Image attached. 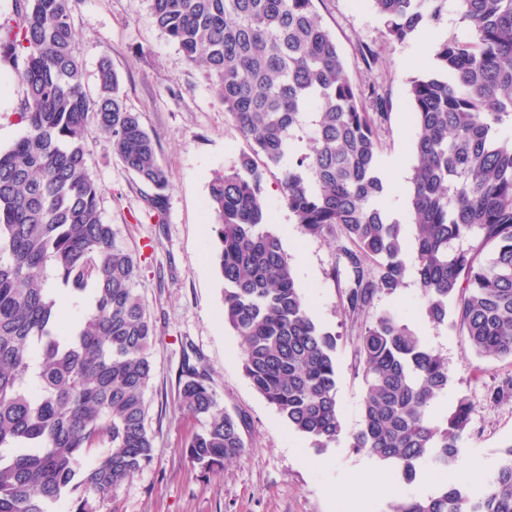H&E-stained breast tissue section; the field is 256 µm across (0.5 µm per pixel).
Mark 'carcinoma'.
<instances>
[{
	"label": "carcinoma",
	"mask_w": 512,
	"mask_h": 512,
	"mask_svg": "<svg viewBox=\"0 0 512 512\" xmlns=\"http://www.w3.org/2000/svg\"><path fill=\"white\" fill-rule=\"evenodd\" d=\"M160 31L215 78L233 125L250 143L214 175V261L224 323L241 340L253 388L289 427L325 449L343 435L336 335L310 315L264 198L265 172L301 231L336 243L343 308L370 317L361 335L366 383L351 447L413 481L431 464L453 472L472 405L441 420L433 404L448 366L400 316L371 311L402 288L405 237L382 205L376 126L385 101L348 78L314 0H150ZM384 34L403 42L437 27L448 0H372ZM469 35L430 46L432 73L411 80L417 127L408 197L415 276L425 316L452 323L480 356L512 359V0H456ZM78 0H12L0 55L24 87V134L0 149V512H72L103 498L151 461L145 393L156 328L136 291L138 263L99 209L86 167L88 125L143 186L148 211L168 206L170 175L131 111L108 59L88 93L73 55ZM377 266L372 271L369 263ZM83 309L69 327L62 305ZM178 407L205 420L192 462L224 467L245 448L201 357L184 354ZM390 512H512V443L481 485L448 478L438 494Z\"/></svg>",
	"instance_id": "1"
}]
</instances>
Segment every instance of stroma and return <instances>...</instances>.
I'll list each match as a JSON object with an SVG mask.
<instances>
[{
    "mask_svg": "<svg viewBox=\"0 0 512 512\" xmlns=\"http://www.w3.org/2000/svg\"><path fill=\"white\" fill-rule=\"evenodd\" d=\"M314 5L349 79L364 89L376 87L387 101V113L377 123L380 168L391 187L386 207L403 232H410L406 187L417 128L408 89L426 72L424 39L463 38L467 30L449 21L398 43L384 37L371 0H314ZM72 24L87 90L95 91L99 62L109 58L126 105L140 114L173 183L166 213H149L139 183L114 156L109 140L90 131L87 167L103 189V218L138 259L137 288L156 327L154 376L146 395L153 456L133 479L97 500V512H339L341 500L354 494L365 496L368 512H389V498L370 492L377 477L418 495L425 478L406 482L397 468L351 446L365 392L358 348L366 318L342 307L341 285L331 276L335 247L302 233L282 201L275 172L267 174L264 190L271 220L310 314L338 338L343 436L317 450L289 428L243 370L240 340L224 323V283L212 259L214 218L206 202L214 173L233 166L249 145L225 113L206 68L188 63L158 29L150 0H80ZM363 46L376 52V65L366 66L359 53ZM23 97L11 61L0 57V149L24 133L16 118ZM373 308L399 314L446 360L448 393L439 412H450L460 396L471 399L463 454L489 477L501 463L503 447L512 442V360L478 356L455 328L429 321L414 275H407L396 293L377 294ZM190 348L203 358L225 411L242 420L243 454L214 471L192 463L186 452L202 420L177 408L182 355Z\"/></svg>",
    "mask_w": 512,
    "mask_h": 512,
    "instance_id": "1",
    "label": "stroma"
}]
</instances>
